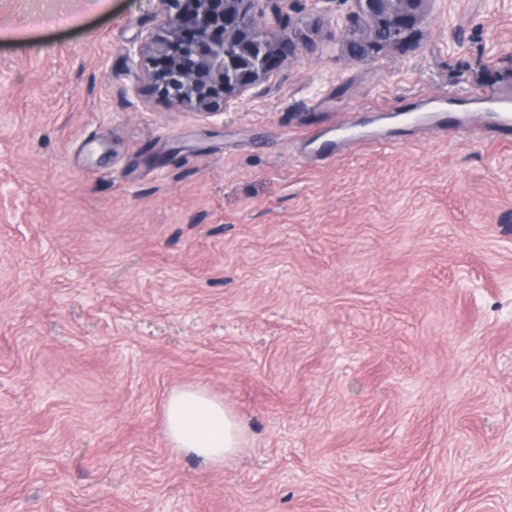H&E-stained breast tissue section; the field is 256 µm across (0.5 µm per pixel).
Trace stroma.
I'll list each match as a JSON object with an SVG mask.
<instances>
[{
	"instance_id": "1",
	"label": "stroma",
	"mask_w": 512,
	"mask_h": 512,
	"mask_svg": "<svg viewBox=\"0 0 512 512\" xmlns=\"http://www.w3.org/2000/svg\"><path fill=\"white\" fill-rule=\"evenodd\" d=\"M158 0H0V512H512V0L358 59L351 0L227 112L156 96ZM198 387L245 426L170 448ZM165 430L175 450L219 466L236 455L244 442L243 424L224 408L223 401L194 387L169 396Z\"/></svg>"
}]
</instances>
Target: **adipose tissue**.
I'll use <instances>...</instances> for the list:
<instances>
[{"label": "adipose tissue", "mask_w": 512, "mask_h": 512, "mask_svg": "<svg viewBox=\"0 0 512 512\" xmlns=\"http://www.w3.org/2000/svg\"><path fill=\"white\" fill-rule=\"evenodd\" d=\"M165 430L175 450L219 466L236 455L244 442L241 421L225 408L223 401L194 387L169 396L165 403Z\"/></svg>", "instance_id": "1"}]
</instances>
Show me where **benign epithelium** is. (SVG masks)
Here are the masks:
<instances>
[{"label": "benign epithelium", "mask_w": 512, "mask_h": 512, "mask_svg": "<svg viewBox=\"0 0 512 512\" xmlns=\"http://www.w3.org/2000/svg\"><path fill=\"white\" fill-rule=\"evenodd\" d=\"M156 32L138 54L152 57L145 80L160 95L201 114L229 110L289 59L307 56L311 38L271 37L286 0H158ZM341 30L348 45L406 50L415 44L431 0H352Z\"/></svg>", "instance_id": "7a95c632"}]
</instances>
